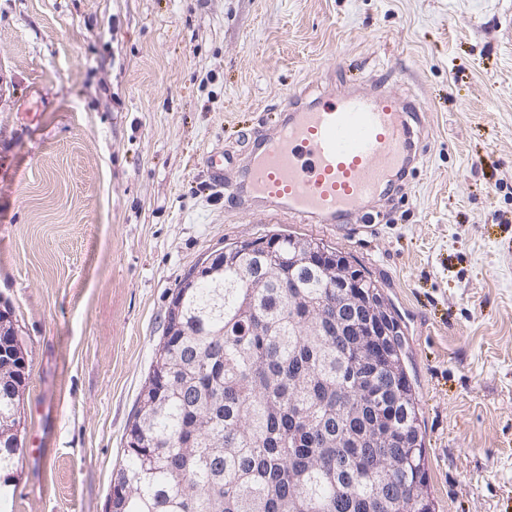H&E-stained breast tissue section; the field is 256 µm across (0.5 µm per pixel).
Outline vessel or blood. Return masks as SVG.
I'll use <instances>...</instances> for the list:
<instances>
[{
	"label": "vessel or blood",
	"mask_w": 512,
	"mask_h": 512,
	"mask_svg": "<svg viewBox=\"0 0 512 512\" xmlns=\"http://www.w3.org/2000/svg\"><path fill=\"white\" fill-rule=\"evenodd\" d=\"M419 102L385 87L287 97L272 129L257 130L245 157L205 156L211 178L254 211L342 227L413 163L424 125Z\"/></svg>",
	"instance_id": "1"
}]
</instances>
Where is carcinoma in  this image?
<instances>
[{
	"label": "carcinoma",
	"mask_w": 512,
	"mask_h": 512,
	"mask_svg": "<svg viewBox=\"0 0 512 512\" xmlns=\"http://www.w3.org/2000/svg\"><path fill=\"white\" fill-rule=\"evenodd\" d=\"M278 238L281 284L250 287L241 270L269 257L250 254L254 241L243 240L228 244L235 259H215L176 288L156 349L164 357L140 390L165 410L127 426L113 512H435L398 319L386 320L374 360H356L336 323L317 327L336 288L322 271L288 266L293 235ZM301 297L317 306L299 307ZM361 372L373 376L372 390L396 383L395 413L369 416L395 436L394 448L346 430L368 402L350 382ZM27 379L0 383V430H11L0 442L1 472L15 462Z\"/></svg>",
	"instance_id": "carcinoma-1"
}]
</instances>
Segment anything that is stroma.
Here are the masks:
<instances>
[{
  "mask_svg": "<svg viewBox=\"0 0 512 512\" xmlns=\"http://www.w3.org/2000/svg\"><path fill=\"white\" fill-rule=\"evenodd\" d=\"M381 84L430 124L336 230L240 207L290 93ZM322 240L383 288L436 512H512V0H0V309L29 362L11 512H106L179 282L243 239Z\"/></svg>",
  "mask_w": 512,
  "mask_h": 512,
  "instance_id": "stroma-1",
  "label": "stroma"
}]
</instances>
